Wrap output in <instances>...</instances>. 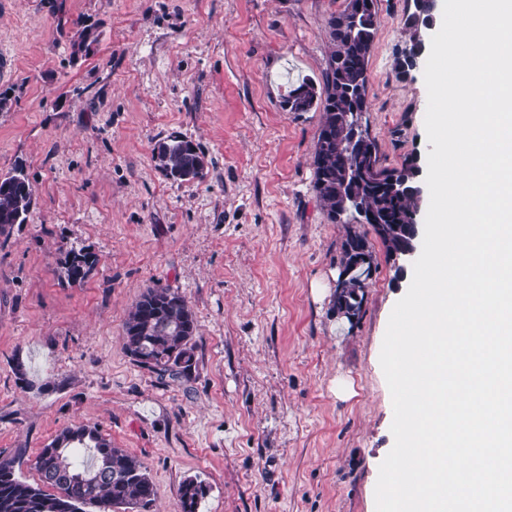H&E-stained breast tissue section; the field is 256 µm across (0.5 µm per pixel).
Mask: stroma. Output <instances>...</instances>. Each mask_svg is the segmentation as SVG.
<instances>
[{
	"label": "stroma",
	"instance_id": "obj_1",
	"mask_svg": "<svg viewBox=\"0 0 512 512\" xmlns=\"http://www.w3.org/2000/svg\"><path fill=\"white\" fill-rule=\"evenodd\" d=\"M345 0H0V174L23 164L26 223L0 242V455L27 482L65 427L85 423L140 458L156 498L206 488L198 512H376L393 405L380 365L397 272L376 267L355 320L332 305L346 227L314 189L318 110L288 91L322 83L327 22ZM380 26L364 119L383 165L426 160L422 69L396 78L407 0H374ZM94 26L79 60L71 39ZM191 140L203 180L169 179L158 143ZM98 263L69 283L68 253ZM161 284L193 310L195 368L138 366L124 323ZM352 395L340 393V385Z\"/></svg>",
	"mask_w": 512,
	"mask_h": 512
}]
</instances>
